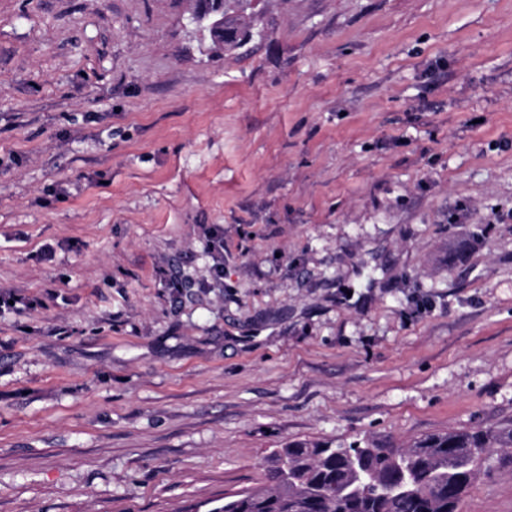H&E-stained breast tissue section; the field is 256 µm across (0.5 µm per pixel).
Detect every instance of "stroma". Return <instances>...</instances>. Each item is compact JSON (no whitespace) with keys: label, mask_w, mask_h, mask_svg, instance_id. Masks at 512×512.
<instances>
[{"label":"stroma","mask_w":512,"mask_h":512,"mask_svg":"<svg viewBox=\"0 0 512 512\" xmlns=\"http://www.w3.org/2000/svg\"><path fill=\"white\" fill-rule=\"evenodd\" d=\"M258 8L213 53L189 0H0V290L42 301L0 312V512H210L284 442L512 421V0Z\"/></svg>","instance_id":"stroma-1"}]
</instances>
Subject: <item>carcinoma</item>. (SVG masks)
I'll return each mask as SVG.
<instances>
[{
    "mask_svg": "<svg viewBox=\"0 0 512 512\" xmlns=\"http://www.w3.org/2000/svg\"><path fill=\"white\" fill-rule=\"evenodd\" d=\"M253 15L239 3L224 6V30L244 40L221 45L213 36V49L250 42ZM493 448L512 463V423L427 435L406 448L370 439L288 442L271 452L266 481L224 499L220 512H460Z\"/></svg>",
    "mask_w": 512,
    "mask_h": 512,
    "instance_id": "carcinoma-1",
    "label": "carcinoma"
}]
</instances>
